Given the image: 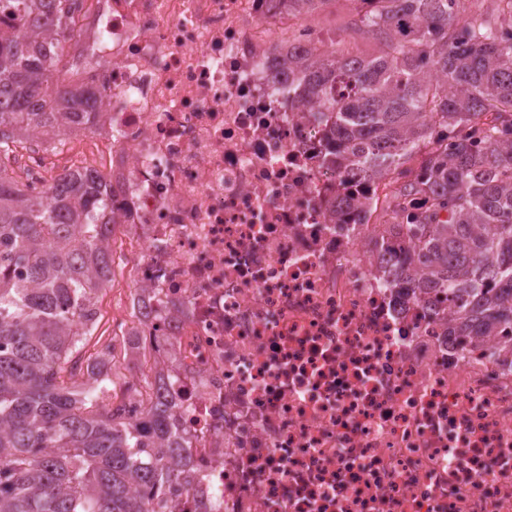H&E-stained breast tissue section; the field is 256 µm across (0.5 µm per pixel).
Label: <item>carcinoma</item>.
<instances>
[{
	"label": "carcinoma",
	"mask_w": 512,
	"mask_h": 512,
	"mask_svg": "<svg viewBox=\"0 0 512 512\" xmlns=\"http://www.w3.org/2000/svg\"><path fill=\"white\" fill-rule=\"evenodd\" d=\"M281 2L306 15L331 0ZM356 2L383 54L288 58L300 111L324 125L321 162L370 187L414 173L401 192L423 206L370 237L406 252L392 287L445 295L458 336H496L512 327V28L461 19L458 0ZM81 4L0 0V512H151L192 478L165 396L144 383L132 421L101 398L123 379L114 353L81 356L110 283L90 262L112 199L73 174L41 194L13 176L19 148L101 120L94 90L66 77Z\"/></svg>",
	"instance_id": "obj_1"
}]
</instances>
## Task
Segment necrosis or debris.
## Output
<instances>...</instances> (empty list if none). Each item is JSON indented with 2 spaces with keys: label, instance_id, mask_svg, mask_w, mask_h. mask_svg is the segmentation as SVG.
Segmentation results:
<instances>
[{
  "label": "necrosis or debris",
  "instance_id": "1",
  "mask_svg": "<svg viewBox=\"0 0 512 512\" xmlns=\"http://www.w3.org/2000/svg\"><path fill=\"white\" fill-rule=\"evenodd\" d=\"M72 24L104 121L21 182L58 157L112 182L128 378L164 377L198 474L170 512H512V351L392 288L369 237L413 209L394 179L331 223L361 189L321 164L284 64L316 28L278 0H85Z\"/></svg>",
  "mask_w": 512,
  "mask_h": 512
}]
</instances>
